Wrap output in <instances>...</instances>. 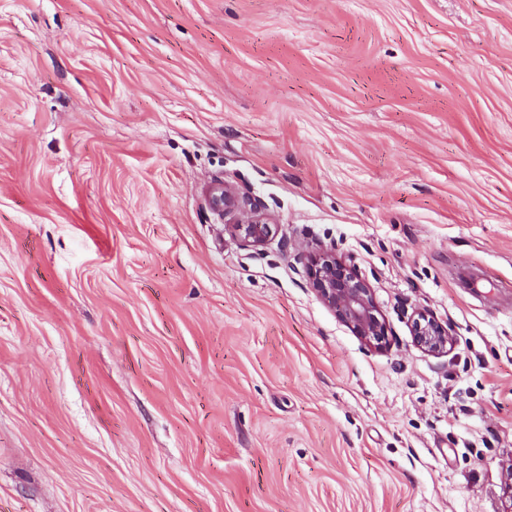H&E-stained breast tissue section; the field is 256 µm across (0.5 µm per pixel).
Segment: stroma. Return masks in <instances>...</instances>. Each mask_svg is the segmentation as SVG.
Segmentation results:
<instances>
[{
    "mask_svg": "<svg viewBox=\"0 0 512 512\" xmlns=\"http://www.w3.org/2000/svg\"><path fill=\"white\" fill-rule=\"evenodd\" d=\"M511 463L512 0H0V512H512ZM251 211L250 219L237 224H227L224 231L248 246L257 247L272 236L273 225L268 224L269 222L258 204H251ZM310 287L340 322L368 343H381L387 326L377 308L373 291L354 265L333 248L308 247L299 252ZM411 335L418 348L434 356L448 353L454 342L447 326L422 311L416 312L411 319Z\"/></svg>",
    "mask_w": 512,
    "mask_h": 512,
    "instance_id": "35a3bbf8",
    "label": "stroma"
}]
</instances>
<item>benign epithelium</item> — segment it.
Segmentation results:
<instances>
[{
  "label": "benign epithelium",
  "mask_w": 512,
  "mask_h": 512,
  "mask_svg": "<svg viewBox=\"0 0 512 512\" xmlns=\"http://www.w3.org/2000/svg\"><path fill=\"white\" fill-rule=\"evenodd\" d=\"M214 208L229 212L240 205L235 188H224L211 197ZM251 217L245 222L227 224L224 230L248 246L264 244L273 234L259 205H251ZM304 262L310 287L315 295L329 306L340 322L368 343H381L387 336V326L377 308L373 291L355 266L336 255L332 248L318 245L299 252ZM411 335L415 345L424 352L441 356L448 353L454 338L449 328L433 316L419 311L411 319Z\"/></svg>",
  "instance_id": "benign-epithelium-1"
}]
</instances>
